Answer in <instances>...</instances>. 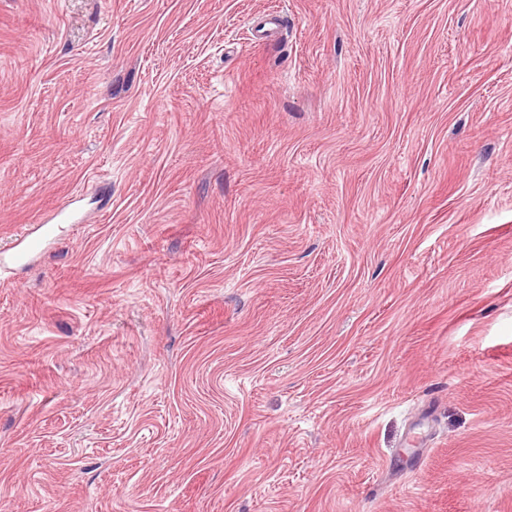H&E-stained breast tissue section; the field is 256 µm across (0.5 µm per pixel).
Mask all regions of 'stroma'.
I'll return each mask as SVG.
<instances>
[{"mask_svg": "<svg viewBox=\"0 0 512 512\" xmlns=\"http://www.w3.org/2000/svg\"><path fill=\"white\" fill-rule=\"evenodd\" d=\"M68 205L0 512H512V0H0V253Z\"/></svg>", "mask_w": 512, "mask_h": 512, "instance_id": "obj_1", "label": "stroma"}]
</instances>
